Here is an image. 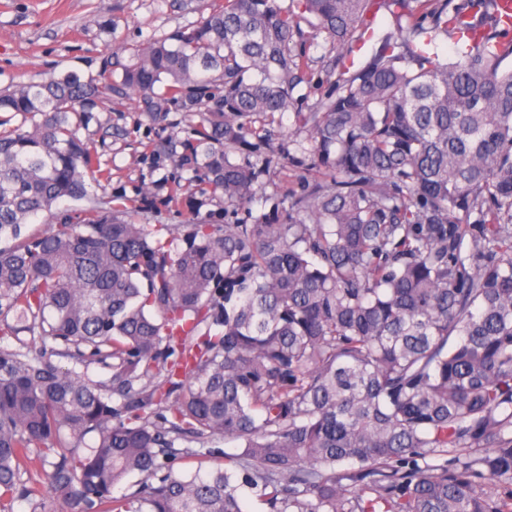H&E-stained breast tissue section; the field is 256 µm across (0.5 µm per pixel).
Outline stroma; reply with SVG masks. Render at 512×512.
<instances>
[{
    "instance_id": "1",
    "label": "stroma",
    "mask_w": 512,
    "mask_h": 512,
    "mask_svg": "<svg viewBox=\"0 0 512 512\" xmlns=\"http://www.w3.org/2000/svg\"><path fill=\"white\" fill-rule=\"evenodd\" d=\"M200 18L196 0H0V88L28 79L67 71L81 77L97 75L102 58L120 48L143 46L195 24ZM196 121L188 112L170 113L167 122L152 123L138 112L131 98H116L107 111L97 113L85 135L92 141L106 180L90 184L92 197H154L161 183L189 182L182 206H158L145 218L150 224L176 228L193 218L236 223L245 212L225 214L222 202L202 204L204 185L191 181L190 171L172 159L153 168L149 146L166 138L186 139ZM111 124L103 135L102 124ZM181 460L175 469L193 470L199 454L209 466L223 464L225 456L240 453L239 441L212 436L205 441L181 442Z\"/></svg>"
}]
</instances>
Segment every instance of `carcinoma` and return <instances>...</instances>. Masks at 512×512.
I'll return each mask as SVG.
<instances>
[{"mask_svg":"<svg viewBox=\"0 0 512 512\" xmlns=\"http://www.w3.org/2000/svg\"><path fill=\"white\" fill-rule=\"evenodd\" d=\"M382 8L398 35L375 36ZM509 59L497 0H210L96 77L0 91L24 118L0 119V512L36 494L34 463L69 512H243V488L274 512H512ZM301 84L296 157L273 140ZM131 94L157 123L199 115L152 160L179 156L229 214L288 160L313 177L236 224H137L111 197L58 217L104 176L80 130ZM205 436L242 451L175 471Z\"/></svg>","mask_w":512,"mask_h":512,"instance_id":"obj_1","label":"carcinoma"}]
</instances>
